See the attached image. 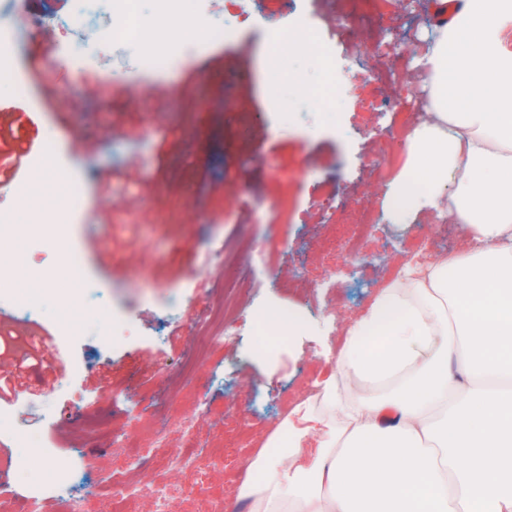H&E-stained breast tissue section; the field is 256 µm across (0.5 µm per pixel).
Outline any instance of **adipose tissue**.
Masks as SVG:
<instances>
[{"label":"adipose tissue","instance_id":"ef3b65f1","mask_svg":"<svg viewBox=\"0 0 512 512\" xmlns=\"http://www.w3.org/2000/svg\"><path fill=\"white\" fill-rule=\"evenodd\" d=\"M430 27L427 118L386 216L430 213L472 245L401 267L351 324L314 403L256 457L251 512H512V0H432ZM69 185L49 163L32 176L47 234Z\"/></svg>","mask_w":512,"mask_h":512}]
</instances>
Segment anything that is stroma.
Returning a JSON list of instances; mask_svg holds the SVG:
<instances>
[{
	"label": "stroma",
	"mask_w": 512,
	"mask_h": 512,
	"mask_svg": "<svg viewBox=\"0 0 512 512\" xmlns=\"http://www.w3.org/2000/svg\"><path fill=\"white\" fill-rule=\"evenodd\" d=\"M71 0H31L35 18L52 16L50 39L33 26L21 39L27 94L0 95V170L17 162L16 138L30 154L54 146L61 156L82 157L79 204L67 219L66 238L81 261V275L95 298L125 333L106 337L92 319L72 337L79 370L72 386L42 393L51 379L40 342L54 341L57 322L42 314H9L0 323V354L26 359L29 389L15 420L50 443L49 463L76 482L94 473L125 478L127 453L152 448L153 464L135 478L185 483L171 472L167 448L203 453L225 449L257 456L282 419L303 400L308 386L324 381L349 326L403 263H430L467 249L459 225L420 215L413 224L383 222L385 185L404 162L395 146L383 173L373 167L392 112L377 110L383 96L421 118L420 77L398 67L394 91L376 77L375 52L364 44L358 17L342 19L337 0H305L304 8L336 43L337 116L321 119L325 104L309 90L327 76L307 59V92L289 89L273 102L265 85L268 50L264 23L245 21L233 47L201 38L173 68L137 66L125 42L103 46L91 31L76 35L65 24ZM428 0H391L380 21L400 57L411 58L429 26ZM84 38L87 59L61 66L57 47ZM112 178V194L100 184ZM356 214L379 222L360 253L328 251L316 206L323 187ZM267 260L250 274L263 288L252 308L278 301L295 306L318 325L319 335L282 347L275 363L255 358L260 345L250 327L200 352L213 304L234 280L237 266L206 264L209 252L241 257L245 245ZM190 423L194 441L171 432L167 448H153L163 423ZM124 445H110L112 435ZM251 470L215 471L201 491L176 495L173 512H248L234 494Z\"/></svg>",
	"instance_id": "stroma-1"
}]
</instances>
